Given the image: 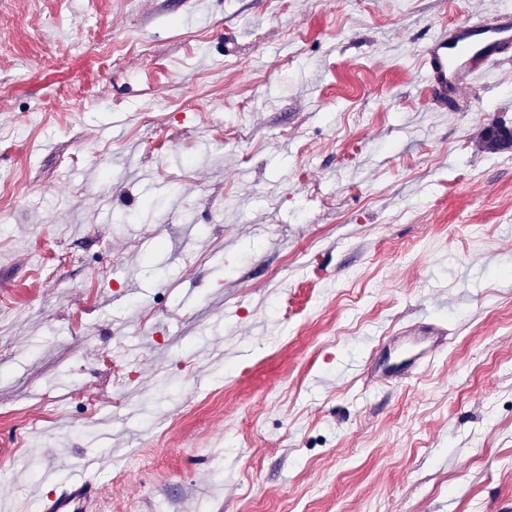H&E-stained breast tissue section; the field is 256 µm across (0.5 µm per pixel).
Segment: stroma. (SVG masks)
<instances>
[{"mask_svg": "<svg viewBox=\"0 0 512 512\" xmlns=\"http://www.w3.org/2000/svg\"><path fill=\"white\" fill-rule=\"evenodd\" d=\"M508 9L0 0V512L74 454L97 512H512V52L421 64ZM512 48V12H496L493 21H464L430 41L422 53L433 81L455 92L485 79ZM412 339L414 342L422 344L423 347L416 352L400 357L395 362H391L392 354L404 347L406 338L390 341L386 355L374 363V373L378 381L391 383L401 375L404 369L412 367L422 360L431 361L447 342V336H412Z\"/></svg>", "mask_w": 512, "mask_h": 512, "instance_id": "stroma-1", "label": "stroma"}]
</instances>
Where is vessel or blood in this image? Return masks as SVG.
<instances>
[{"instance_id":"obj_1","label":"vessel or blood","mask_w":512,"mask_h":512,"mask_svg":"<svg viewBox=\"0 0 512 512\" xmlns=\"http://www.w3.org/2000/svg\"><path fill=\"white\" fill-rule=\"evenodd\" d=\"M512 48V12H498L492 22L464 21L430 41L422 53L433 81L443 89L462 91L485 79L496 68L504 50ZM420 350L403 354V341L390 342L387 355L374 364L378 381H395L404 369L432 360L445 344L442 336L420 337ZM96 457L72 456L69 478L59 481L55 468H48L46 489L38 495L40 512H92L99 488L93 476L98 469Z\"/></svg>"}]
</instances>
